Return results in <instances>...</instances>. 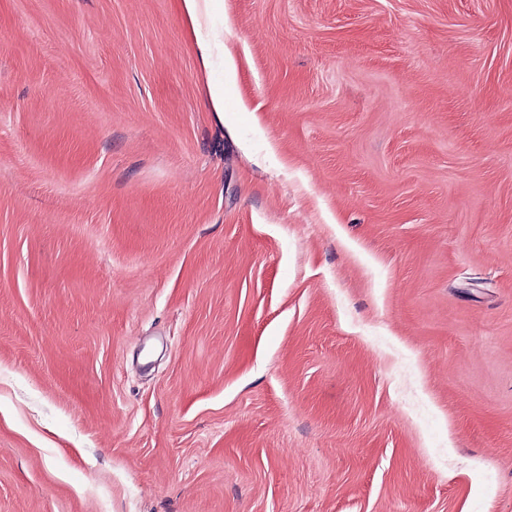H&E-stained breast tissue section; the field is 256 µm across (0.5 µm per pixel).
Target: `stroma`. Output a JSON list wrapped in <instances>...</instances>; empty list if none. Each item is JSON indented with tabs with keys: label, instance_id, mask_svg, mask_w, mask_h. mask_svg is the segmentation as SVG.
<instances>
[{
	"label": "stroma",
	"instance_id": "stroma-1",
	"mask_svg": "<svg viewBox=\"0 0 512 512\" xmlns=\"http://www.w3.org/2000/svg\"><path fill=\"white\" fill-rule=\"evenodd\" d=\"M209 22L0 0V512H512V0ZM181 9L190 23L195 37L201 62L204 68H210L213 64L214 52L221 64L224 62V43H221L217 33H202V16L206 12L208 2L213 0H179Z\"/></svg>",
	"mask_w": 512,
	"mask_h": 512
}]
</instances>
